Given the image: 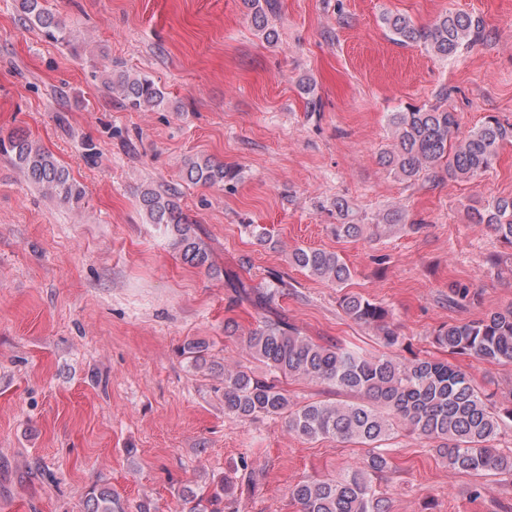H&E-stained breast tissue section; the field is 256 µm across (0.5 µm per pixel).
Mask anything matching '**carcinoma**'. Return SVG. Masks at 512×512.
<instances>
[{
	"label": "carcinoma",
	"instance_id": "cac0c4a2",
	"mask_svg": "<svg viewBox=\"0 0 512 512\" xmlns=\"http://www.w3.org/2000/svg\"><path fill=\"white\" fill-rule=\"evenodd\" d=\"M255 27L263 30L275 0H245ZM25 20L43 29L57 42L68 41L61 22L44 7L42 0H20ZM383 24L392 40L401 45L422 43L434 53L453 58L481 41L482 17L463 12H446L427 26H417L400 14H385ZM104 87L131 110L154 108L164 102V93L149 78L116 68L105 73ZM395 142L380 155V161L395 175L414 179L426 173L455 180L475 179L489 171L500 148L512 143V124L490 115L476 129L459 135L456 113L439 107H414L392 112L388 117ZM0 151L45 191L69 204L84 198V188L71 177L67 167L52 153L21 133H13ZM191 183L222 184L237 172L209 158L185 161ZM141 205L149 223L164 227L173 249L197 268L211 270V251L197 233L196 225L166 191L146 189ZM336 214L341 223L332 226L338 239H353L370 228L390 229L399 216L389 214L386 223L375 226L355 222L348 204L338 199ZM473 224H485L512 245V196L499 197L469 214ZM292 262L310 275L334 284H345L351 271L340 255L321 248H297ZM225 283L240 299L267 313L242 337L246 352L266 369L259 376L244 366L224 368V414L241 421L283 418L288 432L307 441L332 439L357 445L363 454L354 465L334 477L303 480L290 489L301 512H388L373 487L372 478L389 468L381 443L403 429L428 443L448 468L471 475L485 472L512 474V452L493 445L504 419L512 421V407L500 410L491 396L473 384L471 376L447 359L415 357L400 359L368 354L341 341H315L276 314L269 316L285 282L249 286L239 275L224 273ZM341 307L354 323L377 330L383 343H399L398 327L384 306L359 295H343ZM433 343L450 356H468L488 365L512 363V304L484 317L450 323L435 331ZM302 379L324 384L338 393L349 394L346 402L313 401L292 403L282 380ZM233 494L232 481L225 479L207 497H194L191 512H224L220 505ZM87 512H124L107 486L89 493Z\"/></svg>",
	"mask_w": 512,
	"mask_h": 512
}]
</instances>
